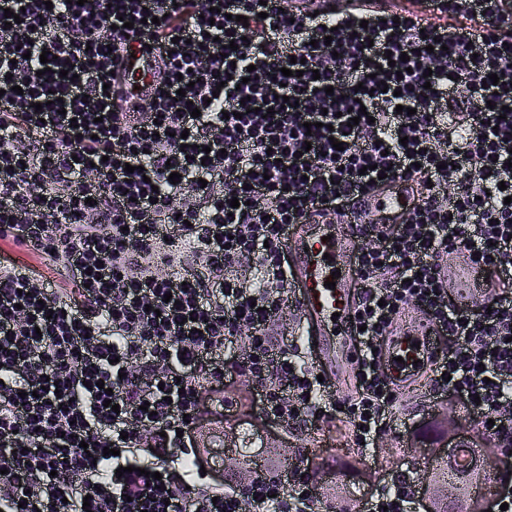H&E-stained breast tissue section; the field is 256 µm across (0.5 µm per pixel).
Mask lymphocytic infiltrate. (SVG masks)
I'll list each match as a JSON object with an SVG mask.
<instances>
[{
	"mask_svg": "<svg viewBox=\"0 0 512 512\" xmlns=\"http://www.w3.org/2000/svg\"><path fill=\"white\" fill-rule=\"evenodd\" d=\"M224 2L0 0V240L40 261L0 259V512H312L305 458L245 498L202 472V395L237 375L289 431L338 420L372 450L399 406L378 350L408 308L448 342L428 391L512 448V5ZM133 41L146 87L120 63ZM381 174L419 196L405 223L350 227L356 384L327 397L277 328L283 238ZM452 257L504 290L474 307ZM416 497L396 469L363 512Z\"/></svg>",
	"mask_w": 512,
	"mask_h": 512,
	"instance_id": "1",
	"label": "lymphocytic infiltrate"
}]
</instances>
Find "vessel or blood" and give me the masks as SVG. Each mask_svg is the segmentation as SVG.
<instances>
[{
    "label": "vessel or blood",
    "mask_w": 512,
    "mask_h": 512,
    "mask_svg": "<svg viewBox=\"0 0 512 512\" xmlns=\"http://www.w3.org/2000/svg\"><path fill=\"white\" fill-rule=\"evenodd\" d=\"M413 203L408 183H388L366 197L360 221L371 224L402 223ZM288 253L290 296L298 305L302 328L312 340L308 361L323 375L328 393L350 390L354 384L357 353L352 346L351 317L359 273L354 262V244L345 224L335 217L292 225L285 235ZM335 288H328V280ZM437 329L410 322L392 329L381 358L389 376L416 378L436 351Z\"/></svg>",
    "instance_id": "b4317fda"
}]
</instances>
